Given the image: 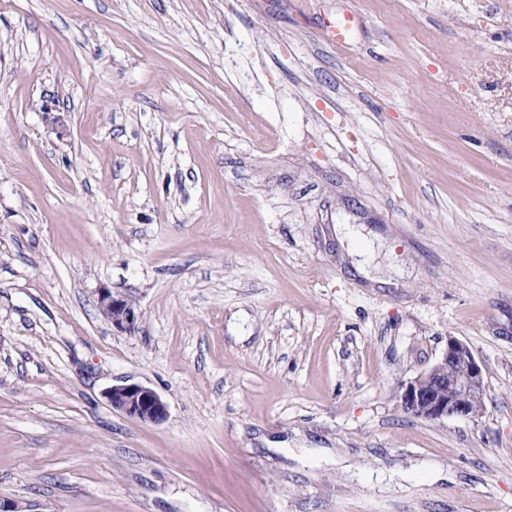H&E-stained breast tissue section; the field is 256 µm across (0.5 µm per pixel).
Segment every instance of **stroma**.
Listing matches in <instances>:
<instances>
[{
	"instance_id": "1",
	"label": "stroma",
	"mask_w": 512,
	"mask_h": 512,
	"mask_svg": "<svg viewBox=\"0 0 512 512\" xmlns=\"http://www.w3.org/2000/svg\"><path fill=\"white\" fill-rule=\"evenodd\" d=\"M0 499L512 512V0H0ZM98 304L103 315L118 331H132L135 328L136 313L133 305L124 298L115 297L103 288L98 295ZM485 398L481 364L465 342L452 336L437 362L405 385L401 407L428 421L468 419L483 413ZM114 409L142 422L159 424L168 415L167 404L151 388L140 383L115 385L105 392Z\"/></svg>"
}]
</instances>
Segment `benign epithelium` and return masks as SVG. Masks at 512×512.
I'll list each match as a JSON object with an SVG mask.
<instances>
[{
    "mask_svg": "<svg viewBox=\"0 0 512 512\" xmlns=\"http://www.w3.org/2000/svg\"><path fill=\"white\" fill-rule=\"evenodd\" d=\"M98 304L113 328L125 332L134 330L136 313L129 301L102 288ZM105 398L113 408L142 422L159 424L168 415L163 399L140 383L115 385L105 392ZM485 398L481 364L465 342L450 336L447 349L437 362L405 385L401 407L428 421L468 419L483 413Z\"/></svg>",
    "mask_w": 512,
    "mask_h": 512,
    "instance_id": "7a95c632",
    "label": "benign epithelium"
}]
</instances>
